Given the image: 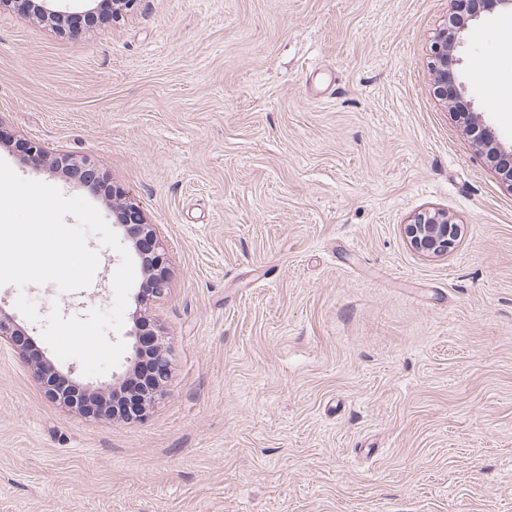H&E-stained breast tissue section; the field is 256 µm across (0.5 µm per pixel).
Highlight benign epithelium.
Here are the masks:
<instances>
[{
  "instance_id": "1",
  "label": "benign epithelium",
  "mask_w": 512,
  "mask_h": 512,
  "mask_svg": "<svg viewBox=\"0 0 512 512\" xmlns=\"http://www.w3.org/2000/svg\"><path fill=\"white\" fill-rule=\"evenodd\" d=\"M496 10L512 13V0H482L470 10V14L458 21L453 27L438 30L432 43L431 68L437 94L457 103L460 111L455 117L466 121L470 129L479 132L478 140L488 155L495 159V170L503 182L512 188V145H503L489 126L484 124L481 113L474 109L468 97L465 83L460 80L456 66L460 63L457 50L464 44L469 24L480 20L482 13ZM24 160L34 166H40L47 160L49 152L37 141L23 143ZM69 179L78 183H95L104 180L98 170L87 161L66 159L61 166ZM118 224L127 228L132 241L135 259L139 262L147 281L143 293L155 298L162 297L169 284V268L165 253L160 250L153 225L146 222L139 205L121 200L116 214ZM404 234L411 247L427 255H444L453 248L460 234L458 225L448 221V215L440 212L425 211L418 214L411 223L404 225ZM146 324L140 323L128 332L132 338V353L128 358L131 369H136L145 358L142 336ZM10 340L20 351H27L22 343L21 330L13 318L0 308V340ZM152 370L144 387L132 400L124 405L127 418H136L143 414L146 406L162 395L170 375V361L163 349H156L150 354ZM36 372L46 388L47 393L65 406L82 411L86 399L99 393L97 389L86 388L80 392L69 390L71 385L68 375L59 371L49 360H34Z\"/></svg>"
}]
</instances>
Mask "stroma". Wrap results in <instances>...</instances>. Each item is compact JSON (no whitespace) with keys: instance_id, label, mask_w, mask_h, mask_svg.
<instances>
[{"instance_id":"stroma-1","label":"stroma","mask_w":512,"mask_h":512,"mask_svg":"<svg viewBox=\"0 0 512 512\" xmlns=\"http://www.w3.org/2000/svg\"><path fill=\"white\" fill-rule=\"evenodd\" d=\"M450 0H134L74 33L0 5V159L20 141L85 157L139 204L168 258L163 297L129 294L168 386L136 420L71 413L0 343V512H512V190L434 92ZM471 27L460 71L512 81L500 32ZM460 227L426 257L419 212ZM87 288L0 286L36 353L110 391L41 336L109 308L120 256L89 236ZM26 294L40 319L19 313Z\"/></svg>"}]
</instances>
